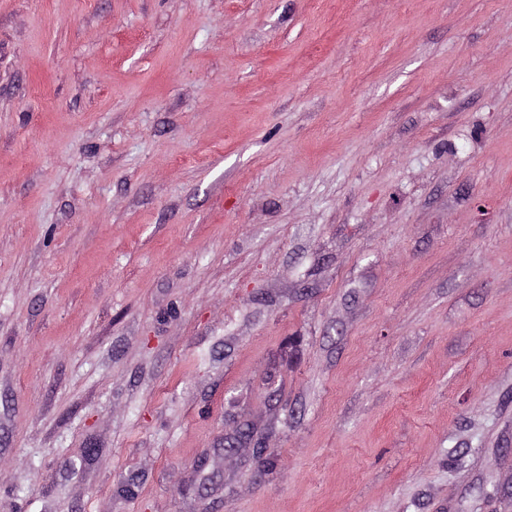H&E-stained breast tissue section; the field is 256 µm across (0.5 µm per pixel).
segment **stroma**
Segmentation results:
<instances>
[{
  "mask_svg": "<svg viewBox=\"0 0 512 512\" xmlns=\"http://www.w3.org/2000/svg\"><path fill=\"white\" fill-rule=\"evenodd\" d=\"M0 512H512V0H0Z\"/></svg>",
  "mask_w": 512,
  "mask_h": 512,
  "instance_id": "obj_1",
  "label": "stroma"
}]
</instances>
